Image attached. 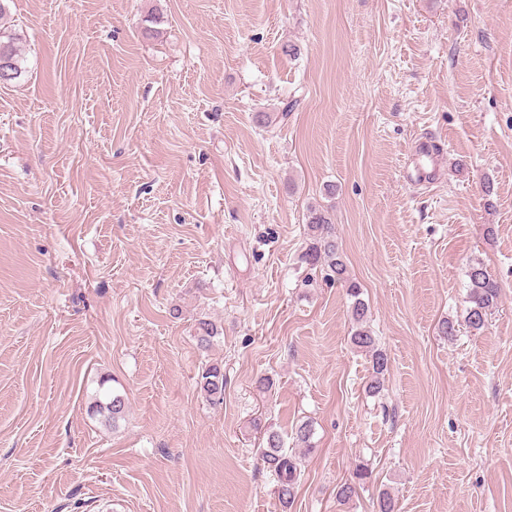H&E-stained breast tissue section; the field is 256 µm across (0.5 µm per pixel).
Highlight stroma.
<instances>
[{"mask_svg": "<svg viewBox=\"0 0 512 512\" xmlns=\"http://www.w3.org/2000/svg\"><path fill=\"white\" fill-rule=\"evenodd\" d=\"M0 27V512H281L258 450L305 420L292 512H512V0H9ZM429 140L446 170L413 180ZM312 206L378 396L301 259ZM474 261L501 288L478 331ZM0 51L4 52L8 55V58L11 62V70L9 69V63L6 59L1 60L0 62V81L1 83L13 82L19 79L23 73L21 63H20V53L19 49L16 45L15 38L11 35H5V32L0 28ZM0 83V84H1ZM307 228L310 243L304 254L305 262L312 268L327 264L335 274L336 281L348 283L346 291L352 299L350 313L353 322L350 342L355 349L365 352L370 358L371 371L365 381V392L370 396L379 395L384 389L389 358L377 347L367 326L369 308L360 297L361 289L355 282H347L346 266L339 254L334 227L327 211L311 207L307 215ZM197 385L201 393L212 403L224 400V371L219 364L206 365L198 375ZM93 412L102 415L108 422L120 418L126 409V402L120 395L107 396V401L97 400L91 407Z\"/></svg>", "mask_w": 512, "mask_h": 512, "instance_id": "1", "label": "stroma"}]
</instances>
